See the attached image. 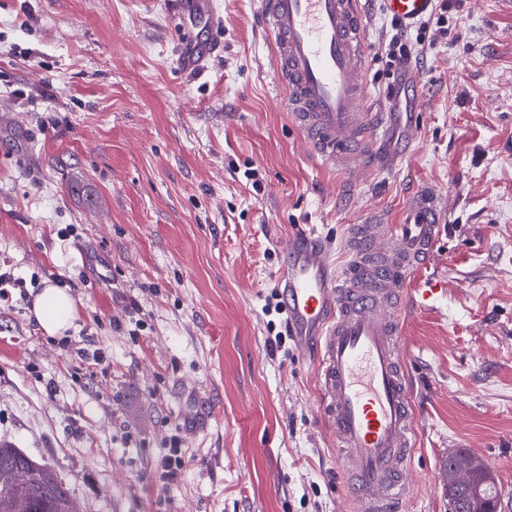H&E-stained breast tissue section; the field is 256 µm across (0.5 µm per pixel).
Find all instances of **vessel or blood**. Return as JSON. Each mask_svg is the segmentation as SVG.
<instances>
[{"instance_id": "vessel-or-blood-1", "label": "vessel or blood", "mask_w": 512, "mask_h": 512, "mask_svg": "<svg viewBox=\"0 0 512 512\" xmlns=\"http://www.w3.org/2000/svg\"><path fill=\"white\" fill-rule=\"evenodd\" d=\"M386 13L423 18L434 0H383ZM359 0H261L289 112L308 151L328 168L368 175L392 169L391 115L374 111L362 76L365 27ZM179 15L217 24L211 0H178ZM207 47L189 42L181 64L202 74ZM445 207L413 191L396 222L368 215L354 225L345 261L311 233L290 239L279 276L288 333L314 368L319 408L336 441L351 512H394L415 487L406 479L418 420L403 352L409 305L438 301L440 282L421 277L437 246Z\"/></svg>"}]
</instances>
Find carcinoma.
<instances>
[{
  "label": "carcinoma",
  "instance_id": "obj_1",
  "mask_svg": "<svg viewBox=\"0 0 512 512\" xmlns=\"http://www.w3.org/2000/svg\"><path fill=\"white\" fill-rule=\"evenodd\" d=\"M18 502L26 503L29 512H81L70 488L54 471L0 440V512H17Z\"/></svg>",
  "mask_w": 512,
  "mask_h": 512
}]
</instances>
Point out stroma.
Listing matches in <instances>:
<instances>
[{"instance_id":"35a3bbf8","label":"stroma","mask_w":512,"mask_h":512,"mask_svg":"<svg viewBox=\"0 0 512 512\" xmlns=\"http://www.w3.org/2000/svg\"><path fill=\"white\" fill-rule=\"evenodd\" d=\"M213 2L191 78L170 0H0V267L19 282L0 301V440L82 512H350L316 373L267 303L294 234L344 256L364 213L395 218L425 186L446 205L428 265L445 293L406 316L419 432L401 512H448L459 449L512 512V6L421 20L400 82L391 17L363 0L367 93L406 151L364 177L323 167L282 109L257 0ZM49 282L77 303L61 336L32 313ZM210 48L191 41L185 47L181 56V65L193 75L203 74L205 69L203 61L210 54Z\"/></svg>"}]
</instances>
